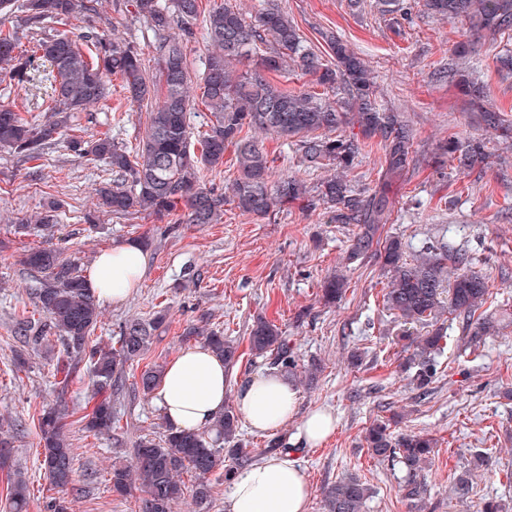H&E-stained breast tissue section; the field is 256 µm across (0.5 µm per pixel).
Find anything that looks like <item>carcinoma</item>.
<instances>
[{
    "instance_id": "cac0c4a2",
    "label": "carcinoma",
    "mask_w": 512,
    "mask_h": 512,
    "mask_svg": "<svg viewBox=\"0 0 512 512\" xmlns=\"http://www.w3.org/2000/svg\"><path fill=\"white\" fill-rule=\"evenodd\" d=\"M126 6L143 18L153 33L152 53L156 74L147 73L136 47L109 40L98 31L76 37L52 34L46 23H61L79 10L94 9L85 0H0V13H24L23 25L36 34L31 54L19 52L13 30L0 28V69L17 82L31 78L32 60L39 57L52 68L49 119L33 124L9 105H0V147L34 160L44 146L67 131L70 113L81 112L106 99L109 82L118 76L132 101L149 107L146 135L135 156L118 146L105 133L89 138L70 136L68 147L77 156L105 159L112 169V182L95 189L99 207L116 215L149 212L165 217L184 207L187 224H219L224 205L266 218L281 208L301 201L309 209L321 206L331 224H353L358 231L351 239L350 260L375 256L387 272L383 301L402 321L400 341L412 350L407 359L410 384L429 393L447 345V332L438 316L448 312L462 318L473 346L495 331L491 318L479 312L491 285L472 267L469 257L448 255L446 246L430 243L418 256L407 259L401 242L380 240L379 231L389 223L394 200L390 183L405 177L417 162L415 134L403 113L377 100L373 70L365 59L343 41L331 37L327 45L332 61L305 44L297 27L277 6L263 8L252 18L237 0H216L208 10L203 0H126ZM427 11L454 18L477 34L491 40L512 31V0H424ZM205 16L211 51L203 77L204 105L213 117L199 140L200 151L192 148L189 121L192 100L187 63L188 44L195 26ZM258 58L267 72H301L315 77L325 92H288L271 84L259 73L237 70L244 60ZM471 109L483 114L489 127H502L496 112L486 107L483 86L475 81L474 68H450ZM336 91L329 96L326 90ZM356 126L359 132L344 135L339 130ZM248 133H243V130ZM295 138L300 163L309 170H324L313 186L294 176L272 178L266 141ZM377 140L382 151L377 182L361 190L351 185L349 175L362 150L361 140ZM234 148L237 177L223 195L207 185L209 173L224 164V152ZM435 170L445 160L471 171L484 167L489 154L480 138L448 139L433 156ZM59 203L46 204L36 235L57 231ZM21 264L34 281L36 306L43 321L23 318L16 332L37 351L51 334L59 336L63 358L74 366L84 364L97 401L85 415V429L95 436L115 430L111 397L123 387L126 365L141 359L152 332L164 320L132 318L124 323L116 341L93 339L101 311L95 295L87 288L77 263L52 245L31 248ZM347 281L334 274L321 285V300L334 304L345 293ZM422 326L426 333L416 335ZM187 336L199 337L227 367L239 361L237 343L206 326L191 325ZM252 355L286 371L296 365L292 348L281 327L266 320L254 322L250 330ZM164 367L155 364L140 374L139 384L149 393L160 381ZM43 441L42 462L52 485L64 489L72 481L74 455L61 417L53 409L38 417ZM238 415L229 405L201 431L166 429L159 437H141L133 445L131 462L112 466V489L124 492L137 484L144 493L140 512H173L184 498L182 475L195 478L193 499L201 506L210 502L212 485L208 476L224 471L229 481L237 469L256 457V450L238 438ZM370 456L380 463L402 465L406 472L404 496L410 502L425 498L424 471L431 463L434 442L421 433L390 431L383 420L373 423L364 437ZM367 486L356 478L341 480L325 494L326 512H362ZM30 495L23 481L12 484V512H27Z\"/></svg>"
}]
</instances>
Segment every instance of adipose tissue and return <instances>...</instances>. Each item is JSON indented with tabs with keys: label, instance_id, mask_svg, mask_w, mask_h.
Segmentation results:
<instances>
[{
	"label": "adipose tissue",
	"instance_id": "obj_1",
	"mask_svg": "<svg viewBox=\"0 0 512 512\" xmlns=\"http://www.w3.org/2000/svg\"><path fill=\"white\" fill-rule=\"evenodd\" d=\"M144 253L134 243L119 244L97 255L86 282L103 303L124 301L144 273ZM228 375L222 359L202 345L184 348L164 369L153 391L165 423L199 430L223 411ZM298 390L287 376H256L237 394L236 407L252 431L277 429L297 412ZM311 493L303 473L277 456L239 472L233 483L230 512H309Z\"/></svg>",
	"mask_w": 512,
	"mask_h": 512
}]
</instances>
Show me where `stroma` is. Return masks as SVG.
<instances>
[{"label": "stroma", "instance_id": "1", "mask_svg": "<svg viewBox=\"0 0 512 512\" xmlns=\"http://www.w3.org/2000/svg\"><path fill=\"white\" fill-rule=\"evenodd\" d=\"M279 3L318 54H327L325 38L333 35L369 62L379 102L405 113L416 135L418 163L406 179L391 186L396 208L382 233L399 239L409 255L431 241L447 244L452 253H468L473 268L492 285L482 310L493 316L497 332L475 350L461 319L446 315L442 365L431 395L420 398L400 369L405 354L394 342L400 325L383 306L387 279L380 262L348 258L353 225L327 223L322 210L296 204L263 220L229 205L220 224H187L179 212L162 219L145 213L116 216L95 206V188L112 179L105 160L76 157L60 141L33 161L0 148V417L14 424L7 438L13 470L30 488L28 512H45L54 498L64 500L68 512H138L140 490L113 493L112 466L129 460L134 442L158 435L165 423L153 396L143 394L136 382L143 367L168 363L187 347L184 329L203 316L240 346L242 357L229 372L228 398L268 370L265 360L248 348L256 317L285 330L298 367L318 366L314 382L297 378L298 412L277 430L289 459L310 486L309 512H325V489L351 476L370 489L363 512H414L404 496L401 466L376 462L363 445L366 429L396 412L403 415L397 432H422L437 441L426 472L425 512H480L488 500L512 503L507 479L512 472V138L489 129L456 83L436 74L451 61L465 29L455 20L428 15L420 0H405L411 21L400 27L378 12L375 0H360L356 7L350 0ZM95 7V13L80 11L65 24H50V31L106 27L151 61L152 33L142 18L127 12L124 0H96ZM472 47L489 108L512 126V74L499 71L495 62L497 55L512 53V36L476 37ZM209 49L205 31H197L188 46L194 101L190 125L197 135L211 119L202 103ZM46 90V85L21 84L0 73V104L15 107L29 122L47 120ZM118 112L123 118L117 122L113 116ZM147 121L146 107L132 104L115 78L108 99L74 113L70 125L73 134L84 137L110 132L115 143L132 152ZM451 136L483 138L488 167L461 173L448 166L435 172L429 164L432 153ZM267 148L274 176L318 181V173L300 164L293 140L274 138ZM53 199L61 204L59 246L65 256L78 258L81 270L117 244L133 242L145 253L139 288L124 302L102 308L97 333L104 341L118 336L130 318L167 312L139 365L126 370L125 389L114 399L118 424L110 436L97 438L85 431L82 418L94 406L88 379L80 372L68 378L57 372L53 357L61 342L49 337L36 354L12 332L17 319L39 315L20 258L42 243L15 227L33 223L43 204ZM337 270L345 274L348 288L329 307L320 299V283ZM355 350L362 354L358 365L349 361ZM51 406L62 413L75 450L72 482L64 490L54 488L40 466L37 417ZM318 409L333 414L336 430L312 445L303 421ZM480 451L489 455V463L474 477L467 501L459 502L450 482Z\"/></svg>", "mask_w": 512, "mask_h": 512}]
</instances>
